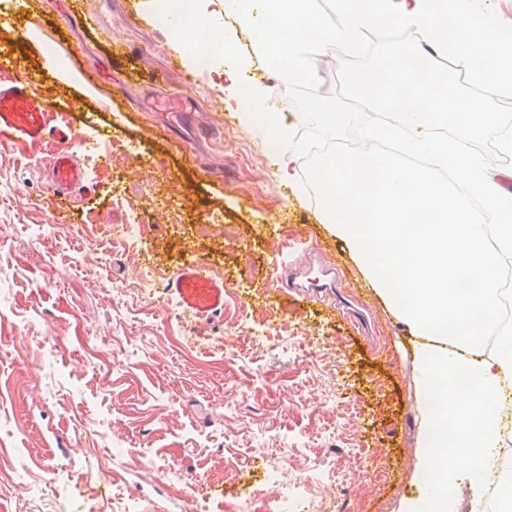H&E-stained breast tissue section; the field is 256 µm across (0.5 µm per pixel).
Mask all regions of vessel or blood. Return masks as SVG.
<instances>
[{
    "mask_svg": "<svg viewBox=\"0 0 512 512\" xmlns=\"http://www.w3.org/2000/svg\"><path fill=\"white\" fill-rule=\"evenodd\" d=\"M0 68L16 72L15 78L0 81V149L20 142L39 145L54 141L57 149L48 174L56 197L54 211L69 215L74 203L72 188L89 195L93 187L75 159L68 127L55 122L48 98L39 91L34 78L25 73L21 58H7L0 62ZM168 289L194 320L211 319L224 309V281L206 263L184 265L169 280Z\"/></svg>",
    "mask_w": 512,
    "mask_h": 512,
    "instance_id": "obj_1",
    "label": "vessel or blood"
}]
</instances>
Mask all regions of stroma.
Returning a JSON list of instances; mask_svg holds the SVG:
<instances>
[{
    "instance_id": "obj_1",
    "label": "stroma",
    "mask_w": 512,
    "mask_h": 512,
    "mask_svg": "<svg viewBox=\"0 0 512 512\" xmlns=\"http://www.w3.org/2000/svg\"><path fill=\"white\" fill-rule=\"evenodd\" d=\"M34 2L0 0V54L24 57L86 142L77 160L94 192L74 197L77 229L55 223L54 145L0 152V512H271V495L300 484L311 512H399L422 453L418 376L329 300L281 282L285 263L325 264L309 245L326 242L373 334H407L310 192L315 144L370 146L347 54H310L316 96L348 101L347 121L329 136L294 121L305 173L287 182L265 130L225 108L214 68L191 63L155 0ZM229 32L269 108L299 112L301 88L248 29ZM58 44L75 53L73 80L45 63ZM192 73L202 114L180 121L155 101ZM195 261L226 287L223 315L204 322L166 288ZM374 459L390 479L371 492Z\"/></svg>"
}]
</instances>
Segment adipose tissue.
I'll return each mask as SVG.
<instances>
[{"mask_svg": "<svg viewBox=\"0 0 512 512\" xmlns=\"http://www.w3.org/2000/svg\"><path fill=\"white\" fill-rule=\"evenodd\" d=\"M331 17L306 22L302 0H224V12L248 28L288 80L314 78L310 47L345 49L365 30L399 21L420 31L424 49L354 73L352 90L373 106L397 113L399 125L372 127L370 139L415 132L407 150L429 151L483 200L474 212L446 182L377 152L332 157L316 173L324 186L325 217L347 244L375 293L410 332L411 366L420 377L421 477L400 512H456V487L487 471L493 449L506 443L512 403V329L498 327L496 285L512 257V200L460 142L438 140L435 127L455 119L472 131L497 125L491 94H512V29L472 17L467 8L439 13L432 0H330ZM230 100L244 125L267 131L278 166L292 178L299 155L290 126L267 106L268 91L235 77L240 60L219 39ZM437 48L463 61L469 83L459 90L430 55Z\"/></svg>", "mask_w": 512, "mask_h": 512, "instance_id": "adipose-tissue-1", "label": "adipose tissue"}]
</instances>
